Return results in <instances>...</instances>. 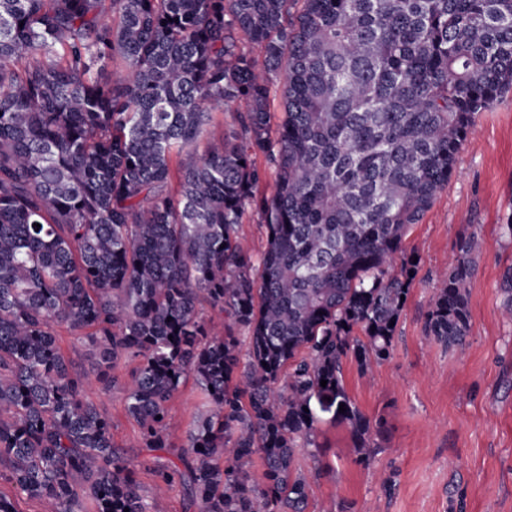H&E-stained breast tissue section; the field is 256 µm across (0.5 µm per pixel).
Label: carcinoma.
I'll list each match as a JSON object with an SVG mask.
<instances>
[{
	"label": "carcinoma",
	"mask_w": 512,
	"mask_h": 512,
	"mask_svg": "<svg viewBox=\"0 0 512 512\" xmlns=\"http://www.w3.org/2000/svg\"><path fill=\"white\" fill-rule=\"evenodd\" d=\"M511 89L512 0H0V478L55 512H161L64 327L106 385L138 362L127 413L178 459L157 487L197 512H305L321 414L375 454L343 362L391 356L410 226ZM216 111L238 128L200 154ZM482 249L464 235L430 300L425 334L454 351ZM500 289L512 321V266ZM189 378L202 411L174 449ZM242 233L255 248H260L265 240L264 226L259 224L257 213L250 209L243 217Z\"/></svg>",
	"instance_id": "1"
}]
</instances>
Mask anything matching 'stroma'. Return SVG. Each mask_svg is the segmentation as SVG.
I'll return each mask as SVG.
<instances>
[{"label":"stroma","mask_w":512,"mask_h":512,"mask_svg":"<svg viewBox=\"0 0 512 512\" xmlns=\"http://www.w3.org/2000/svg\"><path fill=\"white\" fill-rule=\"evenodd\" d=\"M511 218L512 91L478 115L447 188L409 230L405 247L417 266L391 357L364 376L344 364L352 400L384 423L379 452L359 463L347 425L322 420L317 458L299 457L318 471L307 512H512V323L501 316L499 288L512 265V237L502 229ZM468 229L484 245L467 282L471 334L461 358L426 337L424 324L437 275ZM134 369L120 361V386L103 390L94 377L88 394L110 419L114 445L138 461L137 482L150 494L156 454L125 408ZM200 411L196 387L186 383L171 402L173 445H185Z\"/></svg>","instance_id":"stroma-1"}]
</instances>
